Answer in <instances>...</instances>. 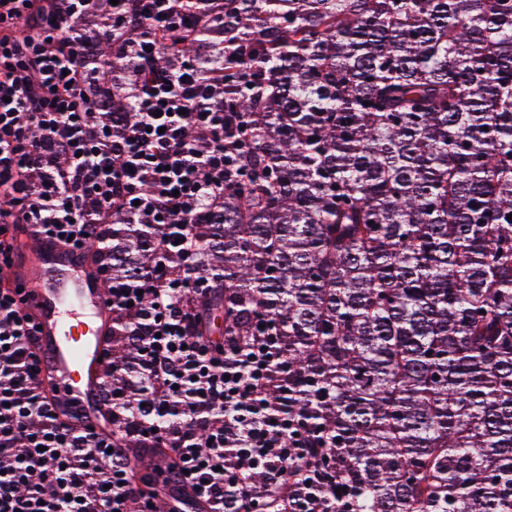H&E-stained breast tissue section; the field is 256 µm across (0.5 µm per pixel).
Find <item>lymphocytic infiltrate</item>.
<instances>
[{"instance_id":"1","label":"lymphocytic infiltrate","mask_w":512,"mask_h":512,"mask_svg":"<svg viewBox=\"0 0 512 512\" xmlns=\"http://www.w3.org/2000/svg\"><path fill=\"white\" fill-rule=\"evenodd\" d=\"M223 14L224 0H0V512H157L165 497L199 512H356L344 448L294 407L272 319L202 336L213 282L183 276L237 173L224 48L195 37ZM179 34L190 48L166 55ZM118 222L156 233L135 279L112 276ZM23 231L80 254L99 242L111 334L135 366L114 386L102 354L111 432L62 419L48 395L14 277Z\"/></svg>"}]
</instances>
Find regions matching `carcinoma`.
I'll use <instances>...</instances> for the list:
<instances>
[{
    "instance_id": "carcinoma-1",
    "label": "carcinoma",
    "mask_w": 512,
    "mask_h": 512,
    "mask_svg": "<svg viewBox=\"0 0 512 512\" xmlns=\"http://www.w3.org/2000/svg\"><path fill=\"white\" fill-rule=\"evenodd\" d=\"M251 158L186 269L265 313L361 512H512V0H227ZM112 225V276L153 259Z\"/></svg>"
}]
</instances>
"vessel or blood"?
<instances>
[{"instance_id": "obj_1", "label": "vessel or blood", "mask_w": 512, "mask_h": 512, "mask_svg": "<svg viewBox=\"0 0 512 512\" xmlns=\"http://www.w3.org/2000/svg\"><path fill=\"white\" fill-rule=\"evenodd\" d=\"M18 248L28 257L23 267L27 306L40 327L44 382L59 416L76 415L110 431L98 387L112 313L90 260L60 245L22 241Z\"/></svg>"}]
</instances>
